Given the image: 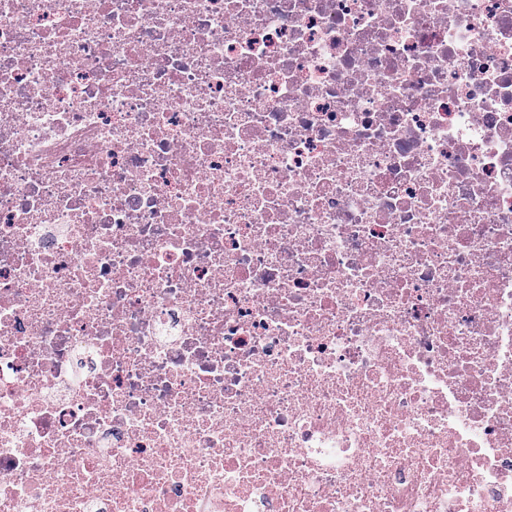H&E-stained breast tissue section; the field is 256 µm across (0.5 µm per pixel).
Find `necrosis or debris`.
<instances>
[{
  "mask_svg": "<svg viewBox=\"0 0 512 512\" xmlns=\"http://www.w3.org/2000/svg\"><path fill=\"white\" fill-rule=\"evenodd\" d=\"M0 512H512V0H0Z\"/></svg>",
  "mask_w": 512,
  "mask_h": 512,
  "instance_id": "1",
  "label": "necrosis or debris"
}]
</instances>
